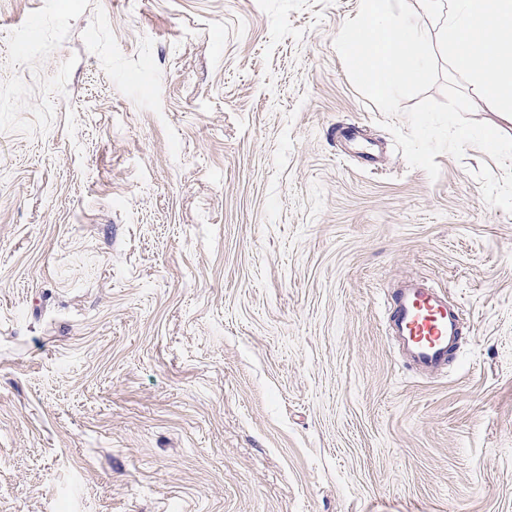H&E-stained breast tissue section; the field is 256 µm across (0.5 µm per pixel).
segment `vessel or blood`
I'll return each instance as SVG.
<instances>
[{
  "label": "vessel or blood",
  "instance_id": "vessel-or-blood-1",
  "mask_svg": "<svg viewBox=\"0 0 512 512\" xmlns=\"http://www.w3.org/2000/svg\"><path fill=\"white\" fill-rule=\"evenodd\" d=\"M387 325L408 364L420 372H433L457 349L465 318L461 305L449 300L446 291L412 278L391 291Z\"/></svg>",
  "mask_w": 512,
  "mask_h": 512
}]
</instances>
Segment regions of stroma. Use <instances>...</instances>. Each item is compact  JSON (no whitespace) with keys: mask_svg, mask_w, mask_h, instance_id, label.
<instances>
[{"mask_svg":"<svg viewBox=\"0 0 512 512\" xmlns=\"http://www.w3.org/2000/svg\"><path fill=\"white\" fill-rule=\"evenodd\" d=\"M359 5L0 0V512H512L503 168L408 166ZM413 276L469 324L428 376ZM387 325L407 363L417 371L433 372L457 349L465 318L461 305L448 300L446 291L412 278L391 291Z\"/></svg>","mask_w":512,"mask_h":512,"instance_id":"35a3bbf8","label":"stroma"}]
</instances>
